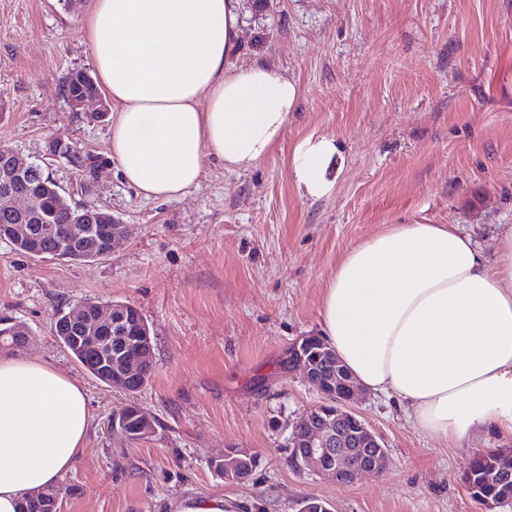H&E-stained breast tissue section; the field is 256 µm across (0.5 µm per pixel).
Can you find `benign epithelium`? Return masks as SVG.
<instances>
[{"mask_svg": "<svg viewBox=\"0 0 512 512\" xmlns=\"http://www.w3.org/2000/svg\"><path fill=\"white\" fill-rule=\"evenodd\" d=\"M76 111L93 107L97 116H108L109 108L101 92L68 100ZM24 156L9 148H0V200L11 212L31 211L35 206L38 185L23 177ZM104 209L96 205L83 208L80 222L95 233L106 219ZM7 238L14 244H24L23 250L32 256L44 254L40 240L28 228L10 227ZM134 307H104L95 301H86L74 307L57 330L64 335L75 329L83 332L78 344L96 354L94 368L97 375L112 386L126 387L127 379L136 373L148 353L144 330L132 327L129 312ZM312 340L302 336L288 345V352L299 356L296 371L325 397L333 398L336 409L318 406L309 429L292 437L297 451L299 469H308L336 482H352L363 473L381 469L386 452L378 437L352 408L361 397L362 387L351 376L338 372L336 379L322 387L313 381L312 364L302 357L301 349ZM61 495L56 490L31 496L28 509L34 512H59Z\"/></svg>", "mask_w": 512, "mask_h": 512, "instance_id": "1", "label": "benign epithelium"}]
</instances>
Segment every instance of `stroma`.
Masks as SVG:
<instances>
[{
    "label": "stroma",
    "mask_w": 512,
    "mask_h": 512,
    "mask_svg": "<svg viewBox=\"0 0 512 512\" xmlns=\"http://www.w3.org/2000/svg\"><path fill=\"white\" fill-rule=\"evenodd\" d=\"M92 0H0V146L38 161L69 205L88 201L127 227L97 262L30 256L0 240V318L25 324L19 354L85 390L94 415L86 451L62 479L61 512H173L187 494L232 496L253 512H512L469 497L475 455L511 437L464 442L420 432L404 410L365 393L355 410L389 464L350 483L296 470L293 425L323 401L285 372L289 343L320 332L329 277L353 246L390 224H455L486 256L512 225V0H242L238 64L263 55L300 85L275 147L254 167L207 161L181 199H145L109 165L81 195L57 140L110 154L111 119L72 111L59 91L92 70L83 21ZM339 143L330 190L306 196L293 173L305 138ZM84 300L138 308L153 337V375L131 394L101 383L54 334V316ZM130 405L156 420L129 444L107 421ZM259 457L228 483L211 458Z\"/></svg>",
    "instance_id": "obj_1"
}]
</instances>
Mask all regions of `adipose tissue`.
I'll use <instances>...</instances> for the list:
<instances>
[{"instance_id": "obj_1", "label": "adipose tissue", "mask_w": 512, "mask_h": 512, "mask_svg": "<svg viewBox=\"0 0 512 512\" xmlns=\"http://www.w3.org/2000/svg\"><path fill=\"white\" fill-rule=\"evenodd\" d=\"M242 0H93L85 35L112 100L110 150L146 199L176 200L207 160L245 171L279 140L301 89L264 56L233 62ZM334 140L308 138L293 171L327 193ZM488 260L454 224H391L350 249L321 299V335L359 384L421 432L512 436V226ZM83 387L33 359H0V512L57 486L84 454Z\"/></svg>"}]
</instances>
